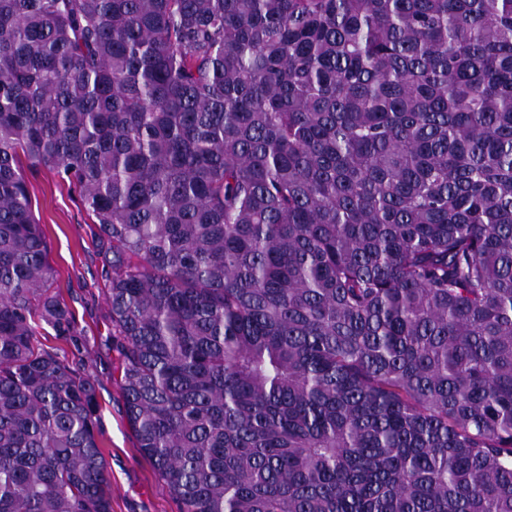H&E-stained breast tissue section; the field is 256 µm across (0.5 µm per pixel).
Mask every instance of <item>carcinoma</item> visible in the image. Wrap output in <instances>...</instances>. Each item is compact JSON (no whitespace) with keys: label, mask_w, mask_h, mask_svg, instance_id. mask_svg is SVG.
I'll list each match as a JSON object with an SVG mask.
<instances>
[{"label":"carcinoma","mask_w":512,"mask_h":512,"mask_svg":"<svg viewBox=\"0 0 512 512\" xmlns=\"http://www.w3.org/2000/svg\"><path fill=\"white\" fill-rule=\"evenodd\" d=\"M22 157L183 512H512V0H0V512H112Z\"/></svg>","instance_id":"cac0c4a2"}]
</instances>
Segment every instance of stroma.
<instances>
[{
	"instance_id": "1",
	"label": "stroma",
	"mask_w": 512,
	"mask_h": 512,
	"mask_svg": "<svg viewBox=\"0 0 512 512\" xmlns=\"http://www.w3.org/2000/svg\"><path fill=\"white\" fill-rule=\"evenodd\" d=\"M32 209L49 248L56 288L74 315V336L39 329L44 348L90 377L100 405L99 442L112 491V512H182L152 463L137 448L119 388L123 355L112 337L106 301V247L77 194L43 168L24 165Z\"/></svg>"
}]
</instances>
